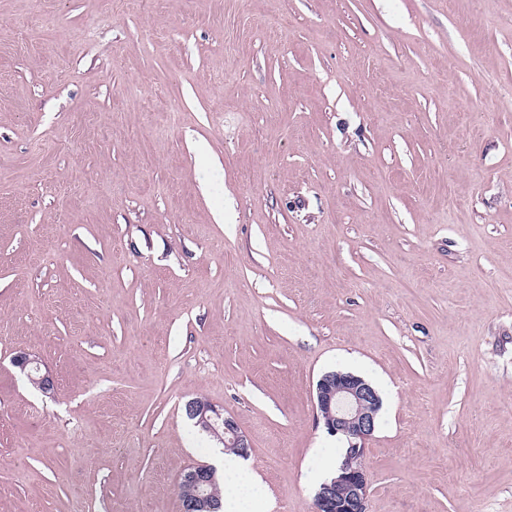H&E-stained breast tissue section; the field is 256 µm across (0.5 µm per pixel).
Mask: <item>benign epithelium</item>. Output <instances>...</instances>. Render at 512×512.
<instances>
[{
    "mask_svg": "<svg viewBox=\"0 0 512 512\" xmlns=\"http://www.w3.org/2000/svg\"><path fill=\"white\" fill-rule=\"evenodd\" d=\"M14 365L27 378L39 383L50 394L55 380L41 370L35 357L24 354ZM382 407L378 390L365 378L349 371L333 370L318 380L315 408L318 422L331 436L345 440L344 458L336 477L322 483L315 494L316 512H366L368 478L363 463L366 442L372 438ZM185 416L196 427L213 433L227 448L248 455L251 444L237 419L224 409L204 400L191 399L184 406ZM216 470L201 464L187 469L180 480L182 512H213L207 487Z\"/></svg>",
    "mask_w": 512,
    "mask_h": 512,
    "instance_id": "1",
    "label": "benign epithelium"
}]
</instances>
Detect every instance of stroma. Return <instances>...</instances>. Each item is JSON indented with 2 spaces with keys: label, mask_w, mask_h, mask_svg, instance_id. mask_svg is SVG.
<instances>
[{
  "label": "stroma",
  "mask_w": 512,
  "mask_h": 512,
  "mask_svg": "<svg viewBox=\"0 0 512 512\" xmlns=\"http://www.w3.org/2000/svg\"><path fill=\"white\" fill-rule=\"evenodd\" d=\"M336 369L367 512H512V0H0V512H181L193 398L315 512ZM14 365L18 367L21 372L26 374L27 378L36 380L39 383L43 393L51 394L54 392L55 380L47 370L42 372L38 359L29 354L19 355L14 359ZM31 369L38 373L37 377L32 374ZM315 394L318 422L347 445L337 476L322 483L315 494L316 512H366L369 484L363 458L382 398L365 378L343 370L322 375Z\"/></svg>",
  "instance_id": "1"
}]
</instances>
